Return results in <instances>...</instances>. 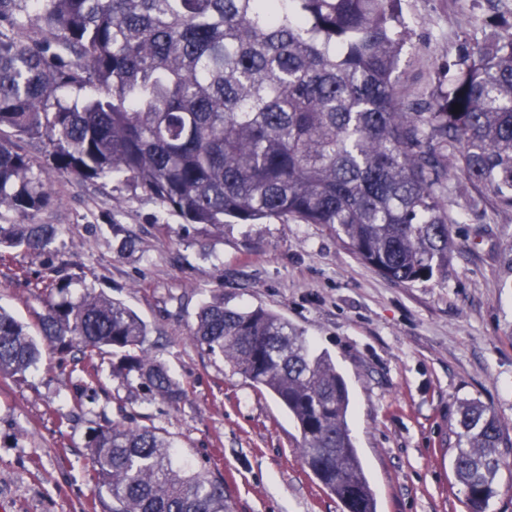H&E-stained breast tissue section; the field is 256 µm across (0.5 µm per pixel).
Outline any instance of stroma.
<instances>
[{
	"label": "stroma",
	"instance_id": "stroma-1",
	"mask_svg": "<svg viewBox=\"0 0 512 512\" xmlns=\"http://www.w3.org/2000/svg\"><path fill=\"white\" fill-rule=\"evenodd\" d=\"M512 0H406L412 46L400 90L423 102L464 38L483 39ZM54 202L36 215L58 225V257L87 286L123 301L183 383L179 404L133 399L102 371V389L74 406L86 382L72 354L45 351L24 376L0 378V512H90L89 428L136 419L164 428L177 460L223 480L231 512H342L303 465L299 431L275 399L188 338L200 303L263 306L332 356L350 391L348 426L376 512H469L453 461L461 402L477 400L512 427V279L499 253L512 223L452 191L456 249L448 272L401 285L357 259L325 227L291 218L187 224L130 182H86L23 142ZM42 258L0 261V306L33 322L45 292Z\"/></svg>",
	"mask_w": 512,
	"mask_h": 512
}]
</instances>
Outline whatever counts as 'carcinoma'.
<instances>
[{
	"label": "carcinoma",
	"mask_w": 512,
	"mask_h": 512,
	"mask_svg": "<svg viewBox=\"0 0 512 512\" xmlns=\"http://www.w3.org/2000/svg\"><path fill=\"white\" fill-rule=\"evenodd\" d=\"M498 27L459 46L424 111L397 91L402 0H0V219H20L0 224V260L44 257L43 288L60 294L33 326L0 308V376L24 375L45 344L94 381L108 364L148 401L185 395L125 303L86 285L65 294L77 276L54 262L57 226L33 222L52 188L19 141L46 142L81 180L132 182L187 224H321L411 284L448 272L451 179L512 221V22ZM188 336L288 411L303 464L343 512H376L328 353L281 314L222 297ZM456 435L470 512H487L512 472V430L469 401ZM85 448L92 512H229L224 484L174 468L154 425L107 421Z\"/></svg>",
	"instance_id": "obj_1"
}]
</instances>
